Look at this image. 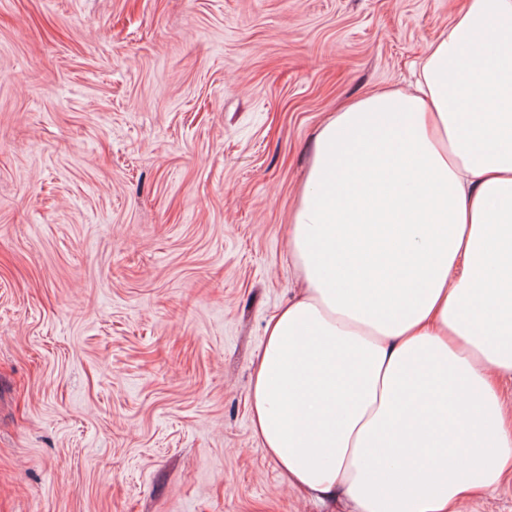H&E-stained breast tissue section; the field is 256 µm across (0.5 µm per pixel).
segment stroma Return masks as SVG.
<instances>
[{
	"label": "stroma",
	"instance_id": "1",
	"mask_svg": "<svg viewBox=\"0 0 512 512\" xmlns=\"http://www.w3.org/2000/svg\"><path fill=\"white\" fill-rule=\"evenodd\" d=\"M455 0H0V512H352L247 406L329 112Z\"/></svg>",
	"mask_w": 512,
	"mask_h": 512
}]
</instances>
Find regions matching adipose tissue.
<instances>
[{
  "instance_id": "ef3b65f1",
  "label": "adipose tissue",
  "mask_w": 512,
  "mask_h": 512,
  "mask_svg": "<svg viewBox=\"0 0 512 512\" xmlns=\"http://www.w3.org/2000/svg\"><path fill=\"white\" fill-rule=\"evenodd\" d=\"M250 421L290 487L462 512L512 473V0H465L413 89L328 116Z\"/></svg>"
}]
</instances>
